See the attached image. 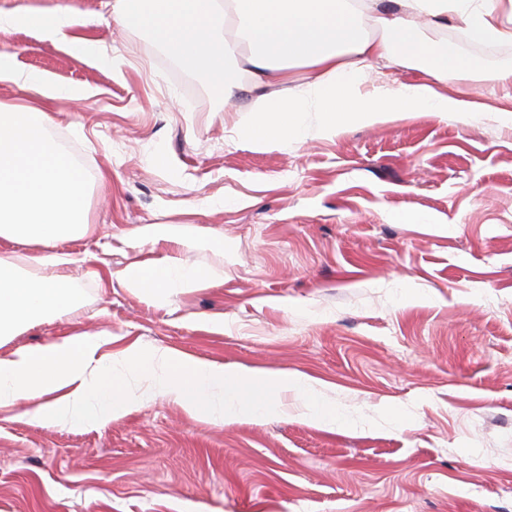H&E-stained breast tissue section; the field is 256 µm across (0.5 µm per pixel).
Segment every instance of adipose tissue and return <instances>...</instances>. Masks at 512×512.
<instances>
[{
	"instance_id": "1",
	"label": "adipose tissue",
	"mask_w": 512,
	"mask_h": 512,
	"mask_svg": "<svg viewBox=\"0 0 512 512\" xmlns=\"http://www.w3.org/2000/svg\"><path fill=\"white\" fill-rule=\"evenodd\" d=\"M504 0H112V14L149 32L180 62L199 71L224 97L243 96L255 118L239 137L260 146H287L289 140L335 134L341 122L376 123L424 108L439 115L474 111L463 95L442 84L471 75L472 63L453 52H437L421 38L429 25L456 17L485 43L512 39L496 13ZM75 10L0 9V36L19 28L45 39L65 40L101 67L115 68L99 43L72 37ZM416 65L420 77L400 83L385 77L373 86L366 70L389 60ZM314 112L306 129L299 113ZM63 255L30 256L0 252V339L24 325L78 312L82 295L56 274ZM181 256L126 268V287L146 290L167 302L173 291L219 280ZM111 334L70 335L0 355V409L26 405L29 422L47 428H102L157 399L180 406L221 426L243 419L282 414L281 398L294 393L305 402L301 418L335 427L336 416L316 410L314 380L302 373L224 368L167 347L133 342L111 351Z\"/></svg>"
}]
</instances>
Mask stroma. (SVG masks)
I'll list each match as a JSON object with an SVG mask.
<instances>
[{"mask_svg": "<svg viewBox=\"0 0 512 512\" xmlns=\"http://www.w3.org/2000/svg\"><path fill=\"white\" fill-rule=\"evenodd\" d=\"M62 3L120 72L24 28L0 54L94 94L46 103L0 85V102L62 113L50 134L90 176L87 230L54 248L83 306L0 353L107 331L116 349L304 373L340 424L300 419L294 395L285 416L224 426L157 400L102 429H51L17 405L0 410V512H512V88L492 80L512 42L453 18L424 30L475 63L478 78L443 90L466 86L476 111L258 147L204 75L102 0H0ZM147 224L223 238L185 252L220 280L164 305L123 287L129 265L181 251L140 237Z\"/></svg>", "mask_w": 512, "mask_h": 512, "instance_id": "obj_1", "label": "stroma"}]
</instances>
